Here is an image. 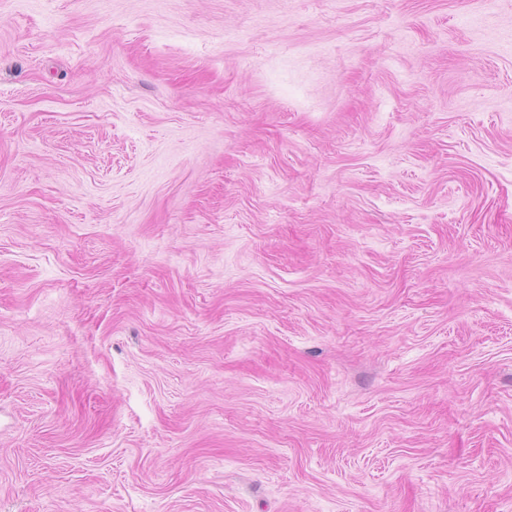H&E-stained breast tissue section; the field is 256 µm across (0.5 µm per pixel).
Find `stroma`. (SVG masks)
<instances>
[{
	"label": "stroma",
	"instance_id": "obj_1",
	"mask_svg": "<svg viewBox=\"0 0 512 512\" xmlns=\"http://www.w3.org/2000/svg\"><path fill=\"white\" fill-rule=\"evenodd\" d=\"M0 512H512V0H0Z\"/></svg>",
	"mask_w": 512,
	"mask_h": 512
}]
</instances>
